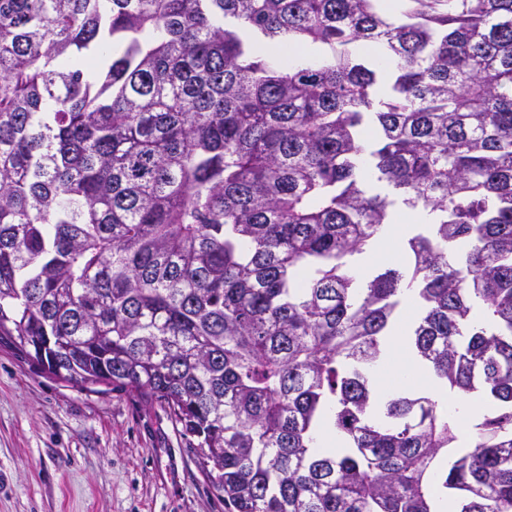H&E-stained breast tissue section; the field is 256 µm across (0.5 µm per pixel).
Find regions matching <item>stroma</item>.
<instances>
[{"instance_id":"1","label":"stroma","mask_w":512,"mask_h":512,"mask_svg":"<svg viewBox=\"0 0 512 512\" xmlns=\"http://www.w3.org/2000/svg\"><path fill=\"white\" fill-rule=\"evenodd\" d=\"M0 512H224L179 425L0 348Z\"/></svg>"}]
</instances>
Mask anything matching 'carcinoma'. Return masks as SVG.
Here are the masks:
<instances>
[{
	"mask_svg": "<svg viewBox=\"0 0 512 512\" xmlns=\"http://www.w3.org/2000/svg\"><path fill=\"white\" fill-rule=\"evenodd\" d=\"M395 193L431 230L360 276ZM406 288L496 404L449 468L370 383ZM0 346L163 407L224 512H512V0H0Z\"/></svg>",
	"mask_w": 512,
	"mask_h": 512,
	"instance_id": "carcinoma-1",
	"label": "carcinoma"
}]
</instances>
